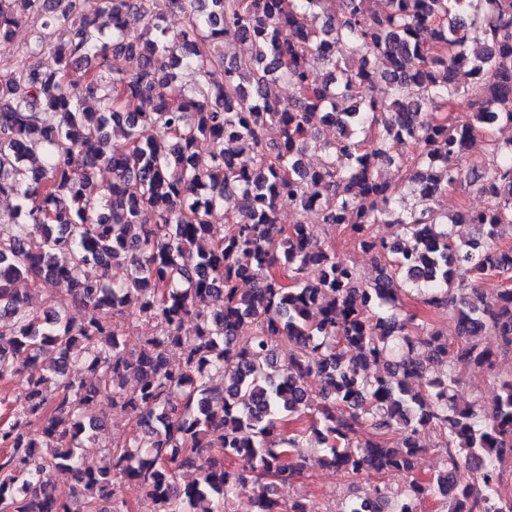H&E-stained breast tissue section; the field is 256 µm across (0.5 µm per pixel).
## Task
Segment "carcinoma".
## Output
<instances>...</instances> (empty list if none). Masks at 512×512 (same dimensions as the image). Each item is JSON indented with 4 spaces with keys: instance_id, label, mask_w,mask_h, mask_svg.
Returning a JSON list of instances; mask_svg holds the SVG:
<instances>
[{
    "instance_id": "carcinoma-1",
    "label": "carcinoma",
    "mask_w": 512,
    "mask_h": 512,
    "mask_svg": "<svg viewBox=\"0 0 512 512\" xmlns=\"http://www.w3.org/2000/svg\"><path fill=\"white\" fill-rule=\"evenodd\" d=\"M157 2L0 0V57L33 14L30 50L56 60L0 68V195L17 200L0 215L12 226L0 234V382L23 384L0 418V512H130L124 481L154 512H230L242 494L253 512H311L303 497L278 498L311 441L323 466L347 476L406 475L344 512H423L429 499L441 512H512L499 492L512 460V374H495L488 410L455 402L464 370L494 371L498 353H512V286L489 297L473 286L512 272V248L497 243L512 231V141L493 137L512 124V0H344L338 17L325 0H168L185 13L175 43ZM229 37L241 54L227 64ZM111 54L136 60L135 71L107 76ZM184 65L199 76L189 92L177 79ZM218 67L222 83L210 80ZM464 94L473 111L460 120L450 112ZM129 99L149 110L125 111ZM317 124L338 135L311 139ZM114 125L124 142L108 150ZM271 126L280 136L269 142ZM478 137L486 157L468 161ZM396 143L409 153L394 156ZM309 148L321 154L313 169L302 164ZM103 168L112 180L94 197ZM462 184L482 209L392 208L408 185L427 202ZM230 199L218 228L209 217ZM285 199L320 209L322 223L374 254L371 282L314 242L310 225L280 223ZM379 224L402 232L385 239ZM455 224L476 235L455 238ZM114 265L129 267L126 281L109 283ZM19 280L49 297L65 288L96 316L77 324L36 309ZM242 280L255 288L241 291ZM402 295L448 310L455 336L387 313ZM188 320L192 336L182 335ZM141 321L149 331L129 354L120 328ZM486 333L500 352L478 341ZM435 363L446 371L432 373ZM106 401L134 427L106 445L107 465L86 468L78 450ZM425 432L446 453L429 478L415 472ZM463 468L478 485L460 480ZM189 470L199 476L180 482ZM58 471L72 478L65 493L51 480Z\"/></svg>"
}]
</instances>
